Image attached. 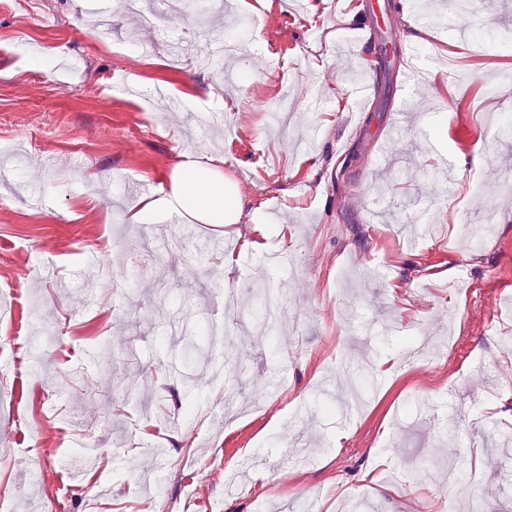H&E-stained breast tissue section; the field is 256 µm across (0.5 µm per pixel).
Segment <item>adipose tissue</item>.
Segmentation results:
<instances>
[{
  "mask_svg": "<svg viewBox=\"0 0 512 512\" xmlns=\"http://www.w3.org/2000/svg\"><path fill=\"white\" fill-rule=\"evenodd\" d=\"M174 175L177 185L172 193L164 198H141L139 205L128 211V223L157 220L162 210L179 212L191 223L223 224L236 218L237 198L225 188L223 175L211 166L183 157L177 162Z\"/></svg>",
  "mask_w": 512,
  "mask_h": 512,
  "instance_id": "ef3b65f1",
  "label": "adipose tissue"
}]
</instances>
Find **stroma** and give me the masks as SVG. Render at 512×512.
Returning a JSON list of instances; mask_svg holds the SVG:
<instances>
[{"label":"stroma","instance_id":"1","mask_svg":"<svg viewBox=\"0 0 512 512\" xmlns=\"http://www.w3.org/2000/svg\"><path fill=\"white\" fill-rule=\"evenodd\" d=\"M212 2L139 33L114 0H0V148L15 156L0 171V296L15 300L0 315V496L10 512H163L161 496L446 512L451 471L492 489L485 512H512V172L498 169L512 135L486 123L512 113L491 85L512 78V12L387 21L381 46L414 41L433 85L374 86L364 121L360 0ZM231 35L240 55L197 65ZM124 81L135 94L115 91ZM160 93L179 109L153 107ZM403 108L390 164L377 142ZM311 133L314 156L299 147ZM182 155L220 160L237 220L166 248L165 221L125 214L145 184L170 194ZM260 230L266 248H249ZM277 291L289 316L256 338ZM207 324L243 346V372L213 373L215 347L186 358ZM171 357L195 403L229 392L234 411L187 433L182 386L160 369Z\"/></svg>","mask_w":512,"mask_h":512}]
</instances>
